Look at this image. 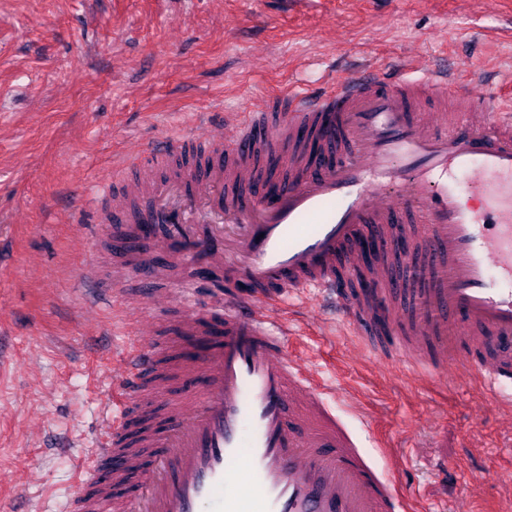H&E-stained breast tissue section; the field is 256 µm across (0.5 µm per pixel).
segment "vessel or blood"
Instances as JSON below:
<instances>
[{
	"label": "vessel or blood",
	"instance_id": "1",
	"mask_svg": "<svg viewBox=\"0 0 512 512\" xmlns=\"http://www.w3.org/2000/svg\"><path fill=\"white\" fill-rule=\"evenodd\" d=\"M413 68L256 97L224 137L150 150L113 190L106 239L123 260L111 278L95 262L82 276L108 290L137 271L146 293L113 301L146 312L151 337L112 357L95 462L77 460L66 512H407L269 307L313 289L368 335H399L392 260L406 241L426 257L414 274L432 347H394L393 362L450 356L459 380L512 383V105L485 111L468 82ZM368 236L387 243L375 322L340 270ZM203 258L223 267V295L185 305L198 282L172 295L171 269Z\"/></svg>",
	"mask_w": 512,
	"mask_h": 512
}]
</instances>
